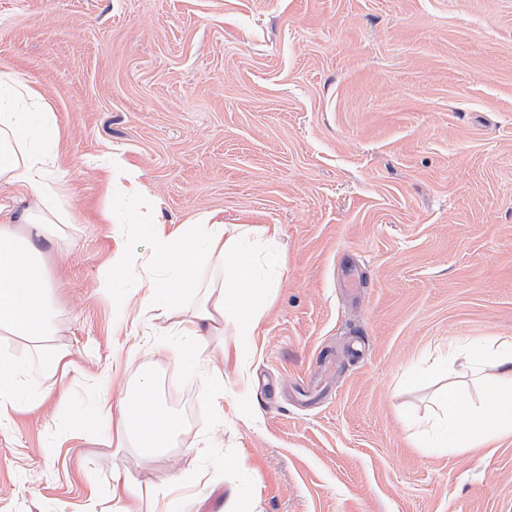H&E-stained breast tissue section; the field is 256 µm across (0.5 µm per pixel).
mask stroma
Masks as SVG:
<instances>
[{
    "label": "stroma",
    "mask_w": 512,
    "mask_h": 512,
    "mask_svg": "<svg viewBox=\"0 0 512 512\" xmlns=\"http://www.w3.org/2000/svg\"><path fill=\"white\" fill-rule=\"evenodd\" d=\"M1 71L57 118L65 217L44 262L70 371L45 378L0 336L50 390L0 424V512H91L117 471L144 512L176 479L171 512H512V436L451 452L413 424L448 385L480 401L463 357L436 371L450 347L512 337V0H0ZM115 158L166 232L207 212L278 230L261 321L224 336L241 355L223 416L153 349L172 318L116 324L138 297L100 288L115 249L153 244L103 218L140 210L108 196ZM327 355L331 387L301 400ZM106 371L150 374L189 412L165 453L72 433L120 401Z\"/></svg>",
    "instance_id": "stroma-1"
}]
</instances>
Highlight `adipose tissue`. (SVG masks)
Wrapping results in <instances>:
<instances>
[{
	"label": "adipose tissue",
	"mask_w": 512,
	"mask_h": 512,
	"mask_svg": "<svg viewBox=\"0 0 512 512\" xmlns=\"http://www.w3.org/2000/svg\"><path fill=\"white\" fill-rule=\"evenodd\" d=\"M56 131L57 118L42 96L0 72V187L21 189L30 197L24 208L0 204V335L33 342L43 371L63 376L64 353L45 343L55 330V315L41 256L44 243L56 235L51 185L62 174L53 149ZM112 185L117 195L145 201L141 222L155 223L149 190L137 170L114 161ZM275 237L265 227L241 224L231 229L216 215L205 214L175 233H157L147 259L122 248L111 258L113 277L102 285L108 288L117 280L137 288L142 322H151L158 310L178 308L181 293L194 296L193 308L176 323L177 342L162 339L155 348L169 352L179 369L203 377L205 408H220L224 399V376L209 365V343L229 328L235 335H250L259 322L271 288L267 274L280 265ZM153 266L162 268L164 277L149 276ZM207 269L218 279L204 288L198 274ZM461 352L481 386V403L473 405L456 389H448L437 416L423 424L425 447L485 448L503 433L505 421L512 420V337L492 344L472 339ZM24 370L21 360L0 353V421L39 406L47 396L36 381L24 379ZM94 421L114 447L134 444L149 451L171 440L181 425L148 376L141 378L136 398L123 400L120 407L100 400Z\"/></svg>",
	"instance_id": "1"
}]
</instances>
